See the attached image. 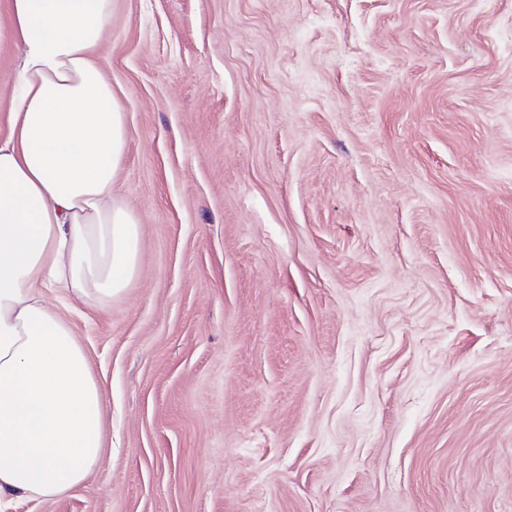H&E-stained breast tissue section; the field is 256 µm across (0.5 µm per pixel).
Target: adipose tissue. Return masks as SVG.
Wrapping results in <instances>:
<instances>
[{
	"label": "adipose tissue",
	"mask_w": 512,
	"mask_h": 512,
	"mask_svg": "<svg viewBox=\"0 0 512 512\" xmlns=\"http://www.w3.org/2000/svg\"><path fill=\"white\" fill-rule=\"evenodd\" d=\"M112 0H9L20 94L0 140V502L84 482L103 446V396L62 288L106 307L135 277L140 223L113 191L125 117L93 58Z\"/></svg>",
	"instance_id": "1"
}]
</instances>
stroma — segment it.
<instances>
[{
  "label": "stroma",
  "mask_w": 512,
  "mask_h": 512,
  "mask_svg": "<svg viewBox=\"0 0 512 512\" xmlns=\"http://www.w3.org/2000/svg\"><path fill=\"white\" fill-rule=\"evenodd\" d=\"M104 448L6 512H512V0H113ZM18 47L0 48V137Z\"/></svg>",
  "instance_id": "obj_1"
}]
</instances>
